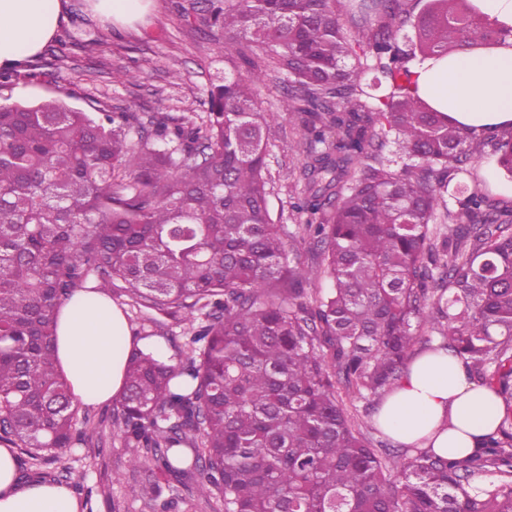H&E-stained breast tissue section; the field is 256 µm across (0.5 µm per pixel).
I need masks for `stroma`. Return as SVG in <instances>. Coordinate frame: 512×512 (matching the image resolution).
<instances>
[{"instance_id": "obj_1", "label": "stroma", "mask_w": 512, "mask_h": 512, "mask_svg": "<svg viewBox=\"0 0 512 512\" xmlns=\"http://www.w3.org/2000/svg\"><path fill=\"white\" fill-rule=\"evenodd\" d=\"M177 0H151L143 19L130 26H119L94 15L88 0H68L60 34L80 29L99 40L98 50L70 47L68 61L61 69L52 63L58 43H51L30 64L25 73L34 74L31 82H19L0 91L4 98L37 102L55 96H70L77 107L89 112L112 109L136 113L142 121L151 116L203 113L202 101L214 77L230 70L211 38L200 27L185 26L175 8ZM113 67L124 66L143 73L140 84H118L108 72L96 67L98 58ZM276 88L262 89V111L277 113L270 138L271 206L286 232L296 233L301 223L290 209V198L300 191L299 159L303 147L295 119L282 112ZM469 186L512 202V180L504 177L488 158L471 161ZM115 402L82 406L79 418L88 422L89 442L72 449L62 459L73 478L85 490L79 500L86 512H151L138 490L146 475L131 471L121 432L112 413ZM161 499L171 501V512H224L219 496L197 498L192 484L176 482L162 486Z\"/></svg>"}]
</instances>
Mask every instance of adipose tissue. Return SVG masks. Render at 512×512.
Here are the masks:
<instances>
[{"mask_svg":"<svg viewBox=\"0 0 512 512\" xmlns=\"http://www.w3.org/2000/svg\"><path fill=\"white\" fill-rule=\"evenodd\" d=\"M63 11L61 0H0V65L38 56L55 36ZM415 80L428 104L458 125H512V38L493 48L425 61ZM132 345L126 319L110 297L101 296L91 306L78 292L61 307L55 354L81 404L121 397ZM502 415L496 395L468 381L461 360L438 350L410 361L375 420L403 446L462 458L497 428ZM0 512L84 510L67 487L20 480L15 454L0 446Z\"/></svg>","mask_w":512,"mask_h":512,"instance_id":"obj_1","label":"adipose tissue"}]
</instances>
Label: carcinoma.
Listing matches in <instances>:
<instances>
[{
    "label": "carcinoma",
    "mask_w": 512,
    "mask_h": 512,
    "mask_svg": "<svg viewBox=\"0 0 512 512\" xmlns=\"http://www.w3.org/2000/svg\"><path fill=\"white\" fill-rule=\"evenodd\" d=\"M179 15L248 67L211 80L199 122L0 102V443L42 468L85 440L58 315L77 291L118 290L153 325L201 316L180 362L128 357L115 419L153 512L160 478L221 494L224 512H512V207L464 180L483 157L512 180V131L455 125L414 80L512 27L473 0H191ZM269 81L304 145L289 244L269 202ZM307 237L319 264L295 248ZM421 329L504 407L462 460L376 448L344 401L378 406Z\"/></svg>",
    "instance_id": "obj_1"
}]
</instances>
